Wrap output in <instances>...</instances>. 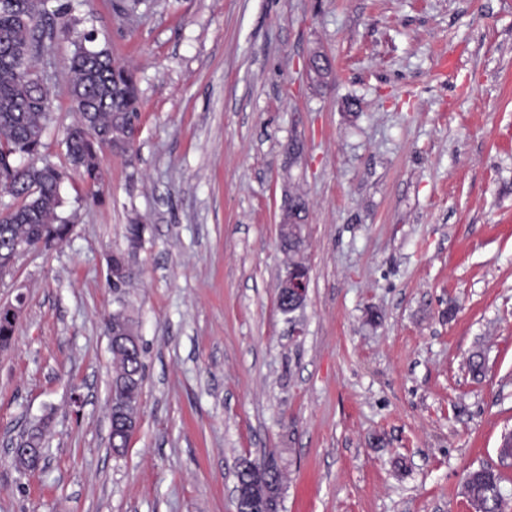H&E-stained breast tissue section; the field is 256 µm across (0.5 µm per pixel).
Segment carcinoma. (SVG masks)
<instances>
[{"label": "carcinoma", "mask_w": 512, "mask_h": 512, "mask_svg": "<svg viewBox=\"0 0 512 512\" xmlns=\"http://www.w3.org/2000/svg\"><path fill=\"white\" fill-rule=\"evenodd\" d=\"M69 7L53 11L46 0H0V191L14 203L0 211V274L17 244L45 249L68 239L74 224L63 217L61 187L69 170L80 176L87 195L101 196L104 171L101 156L108 151L132 161L135 139L133 120L141 108L134 72L112 56L98 35L87 30L72 41L68 67L73 121L67 129L68 165L41 158L51 120L52 101L41 66L45 41L71 34ZM116 371L126 375L114 388L119 401H136L144 380L143 360H131L122 348L112 346ZM241 482H282L280 469L253 461L238 471ZM501 473L491 467L470 470L464 476L471 494L480 499L483 512H504L507 495Z\"/></svg>", "instance_id": "1"}]
</instances>
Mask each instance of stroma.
<instances>
[{
  "label": "stroma",
  "mask_w": 512,
  "mask_h": 512,
  "mask_svg": "<svg viewBox=\"0 0 512 512\" xmlns=\"http://www.w3.org/2000/svg\"><path fill=\"white\" fill-rule=\"evenodd\" d=\"M142 96L134 161L0 277V512H235L240 459L273 456L280 512H472L466 470L512 430V0H69ZM66 39L54 121H72ZM331 61L323 80L307 63ZM310 286L277 308L289 196ZM131 252L133 285L107 281ZM144 347L140 426L110 445L104 320ZM482 352L485 374L467 360ZM48 423L21 474L10 442Z\"/></svg>",
  "instance_id": "35a3bbf8"
}]
</instances>
